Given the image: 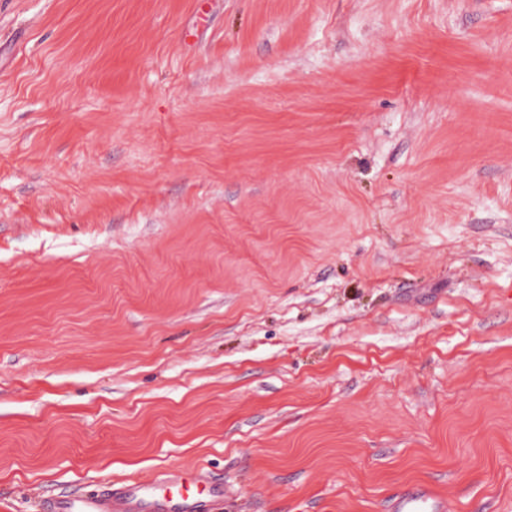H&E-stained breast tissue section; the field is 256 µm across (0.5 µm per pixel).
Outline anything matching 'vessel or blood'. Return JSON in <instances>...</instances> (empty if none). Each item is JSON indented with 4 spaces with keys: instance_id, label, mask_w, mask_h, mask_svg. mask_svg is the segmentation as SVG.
Returning a JSON list of instances; mask_svg holds the SVG:
<instances>
[{
    "instance_id": "1",
    "label": "vessel or blood",
    "mask_w": 512,
    "mask_h": 512,
    "mask_svg": "<svg viewBox=\"0 0 512 512\" xmlns=\"http://www.w3.org/2000/svg\"><path fill=\"white\" fill-rule=\"evenodd\" d=\"M206 475L196 470L151 482L109 479L97 491L75 498L61 497L43 503L42 512H207L216 488L205 487ZM446 502L425 487H411L393 498V512H447Z\"/></svg>"
}]
</instances>
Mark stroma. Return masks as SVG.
I'll return each instance as SVG.
<instances>
[{
	"instance_id": "1",
	"label": "stroma",
	"mask_w": 512,
	"mask_h": 512,
	"mask_svg": "<svg viewBox=\"0 0 512 512\" xmlns=\"http://www.w3.org/2000/svg\"><path fill=\"white\" fill-rule=\"evenodd\" d=\"M512 512V0H0V512ZM186 481L172 473L151 483L108 479L94 493L43 502L41 512H141L146 506L175 512H209L206 510L210 498L221 495L222 490L204 486L197 494H184ZM393 512H446V502L425 487H411L393 498Z\"/></svg>"
}]
</instances>
